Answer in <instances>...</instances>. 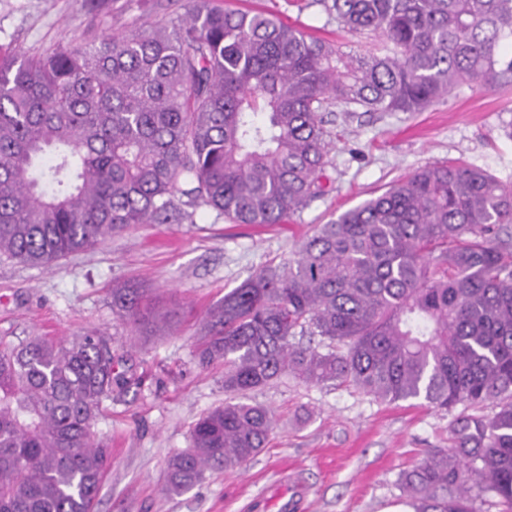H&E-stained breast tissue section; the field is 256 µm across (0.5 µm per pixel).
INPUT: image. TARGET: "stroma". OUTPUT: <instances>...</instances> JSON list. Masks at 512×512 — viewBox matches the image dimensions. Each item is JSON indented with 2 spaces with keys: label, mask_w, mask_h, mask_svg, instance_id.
Here are the masks:
<instances>
[{
  "label": "stroma",
  "mask_w": 512,
  "mask_h": 512,
  "mask_svg": "<svg viewBox=\"0 0 512 512\" xmlns=\"http://www.w3.org/2000/svg\"><path fill=\"white\" fill-rule=\"evenodd\" d=\"M213 3L273 13L347 54L375 41L340 28L312 0ZM182 12L178 0H0V53L83 45ZM326 119L327 192L283 223L233 224L200 205L192 221L134 224L50 268L0 255V339L68 341L94 330L111 337L132 380L103 403L95 425L112 449L96 512H251L256 501L277 512L284 492L294 494L297 512H412L399 476L429 449L450 446L454 413L290 376L249 395L275 418L257 456L207 473L184 493L161 490L168 458L226 398L223 363L203 369L196 358L202 317L225 293L292 257L318 225L424 167L459 160L512 187V88L478 96L465 86L424 112L359 109ZM122 284L147 288L159 307L177 312L171 335H142L113 312L112 290Z\"/></svg>",
  "instance_id": "35a3bbf8"
}]
</instances>
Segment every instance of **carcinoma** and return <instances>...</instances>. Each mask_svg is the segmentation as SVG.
Segmentation results:
<instances>
[{
    "mask_svg": "<svg viewBox=\"0 0 512 512\" xmlns=\"http://www.w3.org/2000/svg\"><path fill=\"white\" fill-rule=\"evenodd\" d=\"M379 52L350 55L260 11L188 0L184 14L84 46L0 58V254L50 268L131 224L204 204L233 224H281L325 193L324 114L423 112L461 85H512V0H315ZM512 188L436 163L304 240L224 294L197 349L224 362L230 398L172 455L166 490L233 470L266 447L271 411L243 397L284 375L351 383L462 414L452 445L399 477L414 512H512ZM116 314L171 332L145 289ZM318 346L293 342L296 333ZM112 339L0 342V512H94L110 449L100 406L128 378Z\"/></svg>",
    "mask_w": 512,
    "mask_h": 512,
    "instance_id": "carcinoma-1",
    "label": "carcinoma"
}]
</instances>
